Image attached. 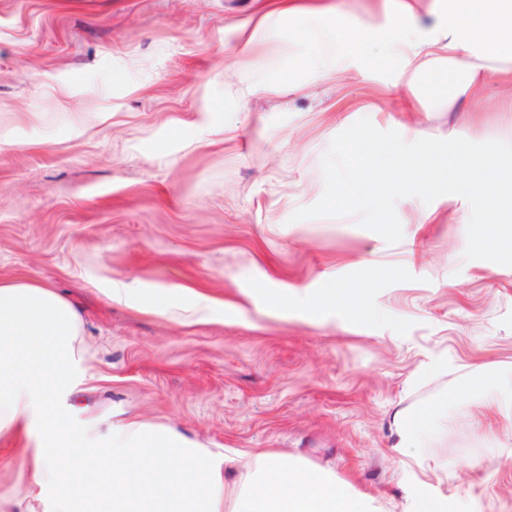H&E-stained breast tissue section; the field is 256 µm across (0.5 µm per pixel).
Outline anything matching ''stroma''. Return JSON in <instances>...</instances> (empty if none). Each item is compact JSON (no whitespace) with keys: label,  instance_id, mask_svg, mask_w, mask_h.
<instances>
[{"label":"stroma","instance_id":"1","mask_svg":"<svg viewBox=\"0 0 512 512\" xmlns=\"http://www.w3.org/2000/svg\"><path fill=\"white\" fill-rule=\"evenodd\" d=\"M370 26L369 52L311 78L277 0H0V278L43 282L81 309L80 418L121 410L210 448H267L335 474L373 512L437 493L456 512H512V266L467 260L468 202L397 201L387 243L355 218L293 220L325 189L321 159L360 119L409 142L512 143L498 79L466 112H393L411 96L391 0H331ZM252 84L266 92L247 100ZM367 281L366 316L312 320L327 281ZM178 289L171 311L110 299ZM287 304L270 303L272 292ZM214 303L209 319L192 294ZM494 372L498 384L481 385ZM473 386L466 407L449 404ZM445 407L415 457L392 418ZM25 434L0 438V498L30 480Z\"/></svg>","mask_w":512,"mask_h":512}]
</instances>
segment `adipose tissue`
<instances>
[{"label": "adipose tissue", "instance_id": "1", "mask_svg": "<svg viewBox=\"0 0 512 512\" xmlns=\"http://www.w3.org/2000/svg\"><path fill=\"white\" fill-rule=\"evenodd\" d=\"M428 33L400 0L398 52L418 100L460 111L490 76L512 85V0H444ZM297 41L312 45L303 68L326 76L364 55L367 26L326 6L289 8ZM364 283L328 282L318 311L362 316ZM85 355L78 307L47 284L0 279V438L25 432L33 448L24 512H368L335 475L259 448L231 455L175 427L114 415L76 419L72 397ZM400 452L427 447L446 428L437 405L395 415Z\"/></svg>", "mask_w": 512, "mask_h": 512}]
</instances>
